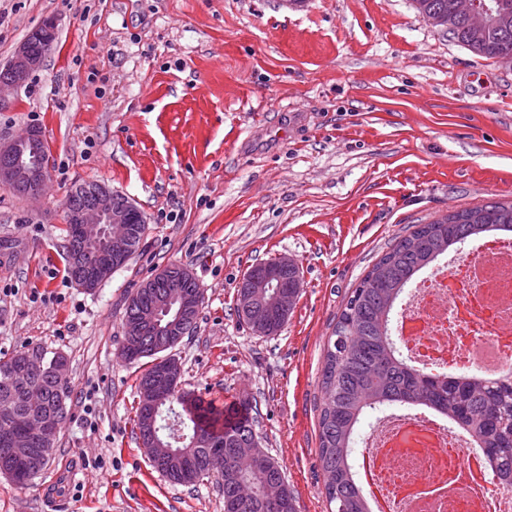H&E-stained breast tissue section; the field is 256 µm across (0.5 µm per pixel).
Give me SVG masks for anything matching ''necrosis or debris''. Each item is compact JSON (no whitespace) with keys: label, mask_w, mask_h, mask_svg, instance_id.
Returning a JSON list of instances; mask_svg holds the SVG:
<instances>
[{"label":"necrosis or debris","mask_w":512,"mask_h":512,"mask_svg":"<svg viewBox=\"0 0 512 512\" xmlns=\"http://www.w3.org/2000/svg\"><path fill=\"white\" fill-rule=\"evenodd\" d=\"M401 303L393 333L412 362L455 377L482 373L473 359L482 344L512 359V237L484 236L464 255L440 257ZM364 444L356 468L371 512H512L484 449L440 413L390 412Z\"/></svg>","instance_id":"1"}]
</instances>
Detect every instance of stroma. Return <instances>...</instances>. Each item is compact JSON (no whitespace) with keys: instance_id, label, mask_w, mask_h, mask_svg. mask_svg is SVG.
Returning <instances> with one entry per match:
<instances>
[{"instance_id":"stroma-1","label":"stroma","mask_w":512,"mask_h":512,"mask_svg":"<svg viewBox=\"0 0 512 512\" xmlns=\"http://www.w3.org/2000/svg\"><path fill=\"white\" fill-rule=\"evenodd\" d=\"M56 40L0 109L40 128L38 204L0 187V357L67 358L68 419L41 474L0 475V512H224L218 477L171 483L134 427L142 365L126 302L172 267L203 290L174 348L183 386L248 405L297 512H329L318 455L324 350L351 292L413 225L512 201V69L429 26L414 0H0V64ZM96 182L148 230L95 290L68 272L64 203ZM288 257L301 292L276 334L236 310L251 265Z\"/></svg>"}]
</instances>
